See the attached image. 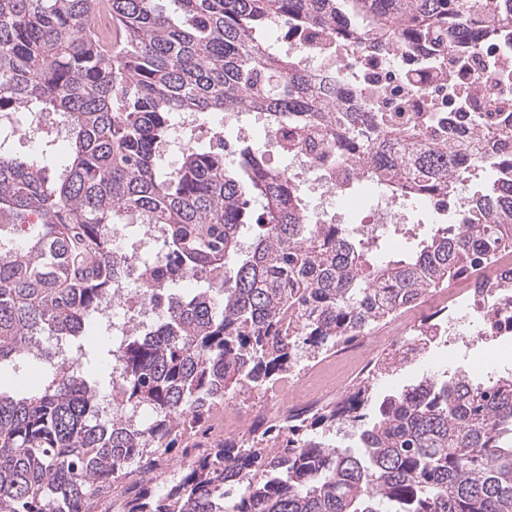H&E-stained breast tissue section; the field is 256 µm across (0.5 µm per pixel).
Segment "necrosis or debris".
Here are the masks:
<instances>
[{
    "label": "necrosis or debris",
    "instance_id": "4bbe7bcc",
    "mask_svg": "<svg viewBox=\"0 0 512 512\" xmlns=\"http://www.w3.org/2000/svg\"><path fill=\"white\" fill-rule=\"evenodd\" d=\"M272 43L316 69L325 78L323 101L331 112H366L369 120L351 128L332 131L322 155L295 148L283 150L286 141L298 139L293 125H274L262 113L251 115L242 124L237 112L225 114L224 128L237 131L241 141L260 148L280 150L279 172L302 194L319 197V204L307 209L311 224H348L357 231H388L409 219L410 211H426L439 224L450 222L463 206L466 194L438 192L424 194L411 185L402 194L388 192L387 179L374 171L371 157L382 143L379 127L371 118L375 112L420 114L423 119L448 122L457 139L470 137L471 130L461 117L467 102L492 111L495 99H512V83H499L501 71L512 70V44L502 41L500 32L478 24L468 36L456 29L448 31V58L440 60L426 46L395 45L380 53H369L356 45L354 32L343 26L328 31H300L273 22ZM111 241H126L122 253L128 270L126 281L101 306L99 318L119 325L121 336L147 330L157 314L143 291L141 271L159 265L165 253L158 226H145L138 240H127L123 226L109 228ZM512 269V255L461 280L457 287L426 293L416 302L399 308L374 333L373 348L351 345L336 356L305 364L290 380L282 397L274 404L237 405L225 411L210 430L198 452L216 443L237 437L242 425L260 430L284 416H305L344 397L343 381L370 369L375 350L390 355L407 352L420 335L421 317L433 306L447 309L450 336L464 341H485L512 335V306L492 309L490 293L480 291V283Z\"/></svg>",
    "mask_w": 512,
    "mask_h": 512
}]
</instances>
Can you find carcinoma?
Instances as JSON below:
<instances>
[{
  "mask_svg": "<svg viewBox=\"0 0 512 512\" xmlns=\"http://www.w3.org/2000/svg\"><path fill=\"white\" fill-rule=\"evenodd\" d=\"M105 3L112 33L95 31ZM351 23L363 47L422 43L444 52L448 22L512 26V0H0V116L63 117L69 152L38 138L41 159L0 149V368L41 336L98 359L93 380L54 363L52 379L14 396L0 388V512H98L134 464L190 456L162 489L140 481L106 512H512V376L473 383L433 376L379 395L391 358L342 403L276 428V448L222 441L189 455L211 409L230 394L274 384L299 355L333 350L426 290L447 288L512 250V177L459 212L445 231L399 259L374 253L344 224H306L303 196L265 154L234 147L213 123L226 112H266L313 128L359 113L321 111L323 76L266 43L272 20L331 28ZM180 112H197L208 141L188 131L169 167L160 145ZM435 150L374 155L395 182L453 193L455 146L439 124L410 129ZM40 212L24 243L4 229ZM115 224H162L170 280L150 292L162 320L153 337L90 355L82 336L123 276L106 237ZM201 287L172 308L168 289ZM119 355L123 370L112 374ZM112 390V416L94 397ZM153 413L145 426L135 412ZM348 424L355 447L329 442Z\"/></svg>",
  "mask_w": 512,
  "mask_h": 512,
  "instance_id": "cac0c4a2",
  "label": "carcinoma"
}]
</instances>
